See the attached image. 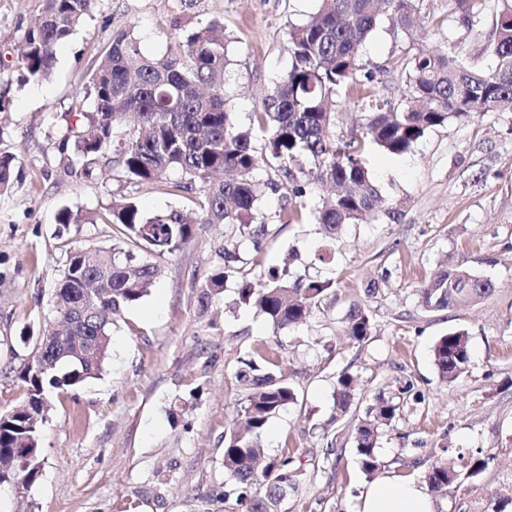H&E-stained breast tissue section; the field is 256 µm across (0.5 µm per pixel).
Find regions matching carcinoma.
Listing matches in <instances>:
<instances>
[{"label":"carcinoma","instance_id":"obj_1","mask_svg":"<svg viewBox=\"0 0 512 512\" xmlns=\"http://www.w3.org/2000/svg\"><path fill=\"white\" fill-rule=\"evenodd\" d=\"M92 0H43L39 19L24 32L22 66L26 78L49 79L58 44L68 39L90 11ZM307 21L287 33L290 66L262 98L253 121L239 126L225 97L232 60L227 40L214 23L186 27L171 22L176 39L159 58L142 55L131 33L121 31L99 60L73 107L76 118L72 162L91 172L110 156L112 168L127 180L149 185L176 173V191L199 188L197 207L145 213L128 198L112 205L106 219L117 230L118 242L107 250L79 247L66 254L52 309L59 320L45 348L37 347L35 365L22 375L23 398L0 413V486L19 492L42 475L40 437L51 409L53 391L77 386L95 377L108 357L112 326L123 312L148 295L162 276V267L147 255L182 250L198 224H224L234 235L218 249L223 263L203 281L200 306L224 291L237 274L240 251L259 248L268 224L258 220L257 202L270 180L254 173L264 164L288 183L296 202L277 214L283 224H298L307 208L304 198L312 184L332 188L330 199L311 214L325 236L336 239L347 224L368 223L379 212L381 194L367 166L374 148L390 155L409 152L430 130L449 121L475 119L487 112L512 110V3L503 0L488 33L486 49L493 63L484 65L462 54L421 52L396 63L406 75L404 106L368 93L375 72L361 61V49L382 19L392 33L408 35L419 17H428L425 0H319ZM467 29L481 22L478 0H452ZM365 92L354 106L362 114L358 129L345 139L336 135L342 109L341 91ZM91 99L93 107L83 108ZM263 140L262 151L254 146ZM14 157L0 156V190L11 185ZM330 282L287 271H268L256 283H242L240 301L253 306L279 329L306 319L320 304ZM494 291L492 281L463 267L437 270L418 288L421 305L430 310L465 307ZM348 336L360 342L372 330L367 312L352 308L345 318ZM442 381H456L468 368L471 351L467 333L450 332L432 350ZM277 362L259 365L250 359L237 372L246 394L228 436L224 438V471L246 512H280L288 491L296 488L294 457L286 452L266 457L261 436L268 422L295 400ZM357 378L343 373L336 381L334 405L346 411ZM400 404L380 393L360 420L356 450L369 479L381 471L377 441L383 427L396 418ZM458 472L437 463L426 475L431 493L442 494Z\"/></svg>","mask_w":512,"mask_h":512}]
</instances>
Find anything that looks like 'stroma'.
<instances>
[{"mask_svg": "<svg viewBox=\"0 0 512 512\" xmlns=\"http://www.w3.org/2000/svg\"><path fill=\"white\" fill-rule=\"evenodd\" d=\"M318 0H95L84 24L56 51L53 74L23 81L26 26L42 0H0V153L17 158L14 181L0 193V411L23 396L21 376L39 332L53 317L52 292L67 252L108 248L104 221L113 202L132 197L149 213L190 206L192 195L167 184L135 185L100 162L92 175L71 168L65 115L79 99L115 32L132 33L144 56L166 54L173 18L187 26H224L233 65L225 86L240 125L290 63L289 27L304 23ZM499 0H480L473 29L449 15L448 0H429L431 21L394 36L381 21L362 50L375 90L400 104L405 77L395 60L461 46L490 62L486 41ZM371 176L384 214L347 225L325 240L312 218L282 224L275 215L287 189L265 191L259 207L268 232L259 251L240 254L223 294L200 311L198 295L216 264L214 250L232 233L199 225L180 252L159 257L161 280L124 311L98 376L56 391L42 429V475L22 495L0 488V512H245L222 499L224 435L245 391L244 359L272 352L296 399L274 417L267 455L290 450L298 488L282 512H356L368 480L355 429L377 394L401 409L378 442L382 475L425 483L432 465L491 455L487 469L460 477L435 496V512H487L512 489V112H490L431 130L401 156L375 150ZM81 224L56 221L61 208ZM398 218H389V210ZM488 277L494 292L471 306L424 309L416 289L443 264ZM330 281L307 320L275 329L237 288L272 268ZM372 319L369 336H346L351 308ZM466 331L471 361L452 384L432 360L435 342ZM359 377L350 410L334 414L340 374Z\"/></svg>", "mask_w": 512, "mask_h": 512, "instance_id": "stroma-1", "label": "stroma"}]
</instances>
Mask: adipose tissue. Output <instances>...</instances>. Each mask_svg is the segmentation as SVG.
<instances>
[{"label": "adipose tissue", "instance_id": "obj_1", "mask_svg": "<svg viewBox=\"0 0 512 512\" xmlns=\"http://www.w3.org/2000/svg\"><path fill=\"white\" fill-rule=\"evenodd\" d=\"M435 505L421 484L382 479L362 493L357 512H434Z\"/></svg>", "mask_w": 512, "mask_h": 512}]
</instances>
